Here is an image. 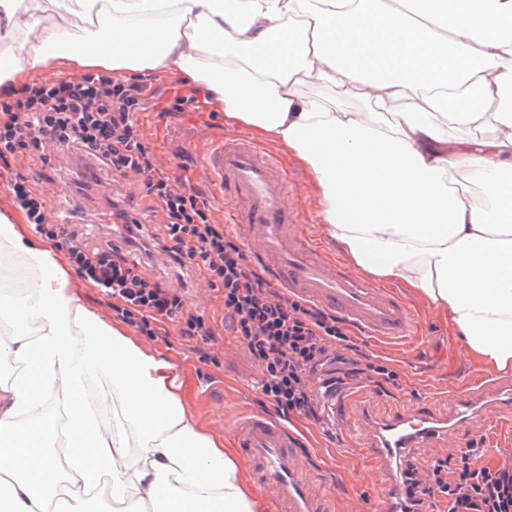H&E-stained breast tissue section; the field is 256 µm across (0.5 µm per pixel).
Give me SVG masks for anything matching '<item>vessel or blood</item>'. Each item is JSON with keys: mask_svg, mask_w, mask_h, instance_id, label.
<instances>
[{"mask_svg": "<svg viewBox=\"0 0 512 512\" xmlns=\"http://www.w3.org/2000/svg\"><path fill=\"white\" fill-rule=\"evenodd\" d=\"M199 178L227 201L230 219L247 250L290 296L335 313L362 333L387 340L410 338L412 316L393 291L349 274L310 244L297 213L286 203L288 175L276 157L245 136L227 137L200 158ZM480 416L479 397L461 388L455 415H439L429 400H403L386 416L352 417L348 431L380 470L385 483L372 512H406L408 482L398 464L412 448L458 438ZM238 448L262 479L276 512H334L336 500L321 475L306 467L304 437L284 418L246 412L232 427Z\"/></svg>", "mask_w": 512, "mask_h": 512, "instance_id": "b4317fda", "label": "vessel or blood"}]
</instances>
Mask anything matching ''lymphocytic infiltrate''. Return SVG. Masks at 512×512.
<instances>
[{"label": "lymphocytic infiltrate", "mask_w": 512, "mask_h": 512, "mask_svg": "<svg viewBox=\"0 0 512 512\" xmlns=\"http://www.w3.org/2000/svg\"><path fill=\"white\" fill-rule=\"evenodd\" d=\"M152 83L88 73L77 81L0 85V170L11 172L13 202L37 233L67 253L75 272L107 299L116 318L152 339H167L170 327L205 344L216 336L183 288L149 272L162 253L176 277L200 270L222 293L224 317L262 374L261 394L279 416L320 425L316 377L325 366L336 386L348 380L398 387L399 374L365 353L348 324L336 315L288 296L252 265L243 246L219 224L213 207L181 164L173 177L145 135L140 112L156 100ZM88 164L72 182L88 194L102 176L133 180L163 230L156 237L140 220L132 197H104L115 244L94 247L77 225L50 218L49 203L22 171L23 163L54 165L60 153ZM470 448L459 459H436L426 469L408 467L416 503L441 498L447 512H512V456L490 467Z\"/></svg>", "instance_id": "lymphocytic-infiltrate-1"}]
</instances>
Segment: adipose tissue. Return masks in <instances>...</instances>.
Listing matches in <instances>:
<instances>
[{"label": "adipose tissue", "mask_w": 512, "mask_h": 512, "mask_svg": "<svg viewBox=\"0 0 512 512\" xmlns=\"http://www.w3.org/2000/svg\"><path fill=\"white\" fill-rule=\"evenodd\" d=\"M19 33L0 84L103 68L203 88L226 125L308 170L323 230L356 271L419 292L485 366L512 369V0H0V40ZM310 82L369 109L301 94ZM457 169L480 200L450 184ZM0 249L32 272L23 296L0 293L13 329L0 355L23 366L0 378V512H85L104 462L118 504L257 512L169 364L88 307L64 254L5 212ZM92 381L109 425L88 407ZM66 416L73 454L27 473L17 447L56 439Z\"/></svg>", "instance_id": "1"}]
</instances>
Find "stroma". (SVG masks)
<instances>
[{
	"label": "stroma",
	"instance_id": "obj_1",
	"mask_svg": "<svg viewBox=\"0 0 512 512\" xmlns=\"http://www.w3.org/2000/svg\"><path fill=\"white\" fill-rule=\"evenodd\" d=\"M138 119L152 139L160 160L168 166L178 163L183 154L192 161H199L211 143L235 134L234 129L223 125L208 126V113L204 110L184 112L165 122L158 120L155 110L151 109L139 114ZM282 162L293 178L289 205L304 219L315 243L330 255L339 256L336 243L321 230L309 172L290 157H283ZM185 281L190 304L217 323L215 332L220 340L210 349L211 360H199L192 342L175 331L164 342L143 336L138 337L137 342L170 364V374L186 393L197 421L205 430L222 437L225 447L229 448L233 445L230 435L237 415L246 409L261 408L260 373L241 345L228 347L223 343L231 330L220 322L224 314L221 294L209 288L200 273L186 274ZM400 293L415 312V337L393 341L368 337L364 340V349L367 353L392 359L400 374L402 390L379 393L370 386H337L323 399L328 434H321L304 422L298 425L308 436L306 461L322 467L327 487L334 489L337 495L339 512H360L370 501L380 479L367 460L345 440L342 432L345 401L361 392L374 406L385 401L433 397L438 400L441 411L449 412L454 408L453 395L460 385L473 377L492 374L491 369L471 356L464 341L454 336L447 320L424 296L405 287ZM500 415V410H492L486 423L463 432L458 445L420 448L411 453L409 459L416 467L423 468L434 458L455 457L475 446L483 451L482 464L496 465L512 455V438H502L492 448L486 445L488 429L498 422Z\"/></svg>",
	"mask_w": 512,
	"mask_h": 512
}]
</instances>
